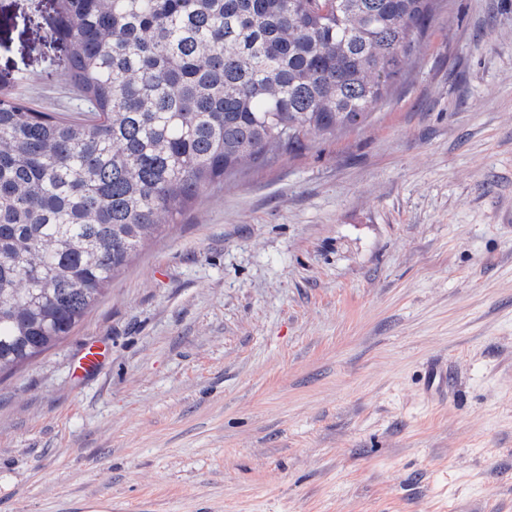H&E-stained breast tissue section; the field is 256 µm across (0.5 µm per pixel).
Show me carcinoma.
I'll return each mask as SVG.
<instances>
[{
  "label": "carcinoma",
  "mask_w": 512,
  "mask_h": 512,
  "mask_svg": "<svg viewBox=\"0 0 512 512\" xmlns=\"http://www.w3.org/2000/svg\"><path fill=\"white\" fill-rule=\"evenodd\" d=\"M78 113L0 96V372L82 323L201 192L365 126L433 0H57Z\"/></svg>",
  "instance_id": "1"
}]
</instances>
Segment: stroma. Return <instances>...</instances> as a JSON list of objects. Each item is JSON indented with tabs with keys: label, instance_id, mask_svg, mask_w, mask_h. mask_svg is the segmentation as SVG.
<instances>
[{
	"label": "stroma",
	"instance_id": "35a3bbf8",
	"mask_svg": "<svg viewBox=\"0 0 512 512\" xmlns=\"http://www.w3.org/2000/svg\"><path fill=\"white\" fill-rule=\"evenodd\" d=\"M54 37L0 0V93L81 111ZM422 44L0 373V512H512V0H437Z\"/></svg>",
	"mask_w": 512,
	"mask_h": 512
}]
</instances>
